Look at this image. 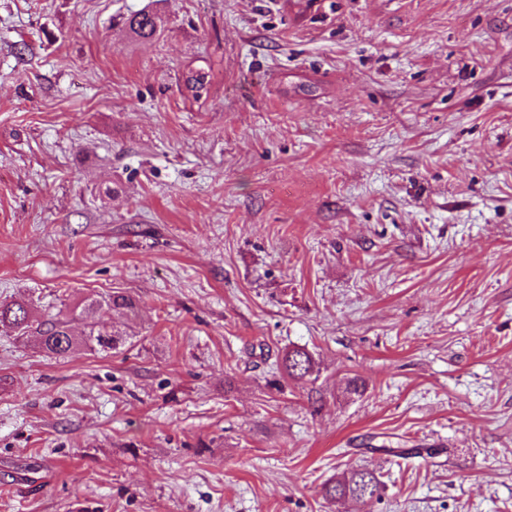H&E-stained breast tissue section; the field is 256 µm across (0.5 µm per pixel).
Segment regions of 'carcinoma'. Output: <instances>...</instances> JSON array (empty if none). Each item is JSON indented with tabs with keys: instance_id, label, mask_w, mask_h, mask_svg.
<instances>
[{
	"instance_id": "carcinoma-1",
	"label": "carcinoma",
	"mask_w": 512,
	"mask_h": 512,
	"mask_svg": "<svg viewBox=\"0 0 512 512\" xmlns=\"http://www.w3.org/2000/svg\"><path fill=\"white\" fill-rule=\"evenodd\" d=\"M125 27L131 36L139 41H151L163 32V20L153 10H141L125 19ZM186 87L194 98L202 96L207 86V74L202 71L191 72L185 80ZM107 306L125 309L132 313L136 301L129 295L114 293L107 297ZM102 301L96 299L75 305L66 314L51 316L37 324L31 321L29 306L20 301H0V326L11 329L20 336H35L41 350L52 357H63L77 346L93 347L100 351L114 350L120 343V334L108 331L98 325L97 313ZM80 321L86 331L81 336L72 332V323ZM281 365L285 380L302 382L314 373L315 359L305 348H292L283 353ZM381 482L369 469H352L349 472L325 482L322 494L325 500L341 502L353 500L366 503L381 496Z\"/></svg>"
}]
</instances>
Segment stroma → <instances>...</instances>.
Here are the masks:
<instances>
[{
	"mask_svg": "<svg viewBox=\"0 0 512 512\" xmlns=\"http://www.w3.org/2000/svg\"><path fill=\"white\" fill-rule=\"evenodd\" d=\"M118 291L0 328V512H512V0H0V301ZM125 27L135 40L151 41L163 32V20L153 10H141L130 14L125 19ZM101 305L98 299L84 301L64 315L59 312L35 325L27 303L3 300L0 301V326L23 337L37 336L41 350L55 358L67 355L76 346L107 352L123 342L122 335L98 325L96 317ZM76 321L82 322L86 328L82 336H75L72 332V323ZM109 336H112L111 340H108ZM281 365L285 380L302 382L310 378L314 373L315 359L311 352L305 348H292L284 352ZM381 482L369 469H353L323 484L322 494L325 500L341 502L353 500L367 503L381 496Z\"/></svg>",
	"mask_w": 512,
	"mask_h": 512,
	"instance_id": "35a3bbf8",
	"label": "stroma"
}]
</instances>
